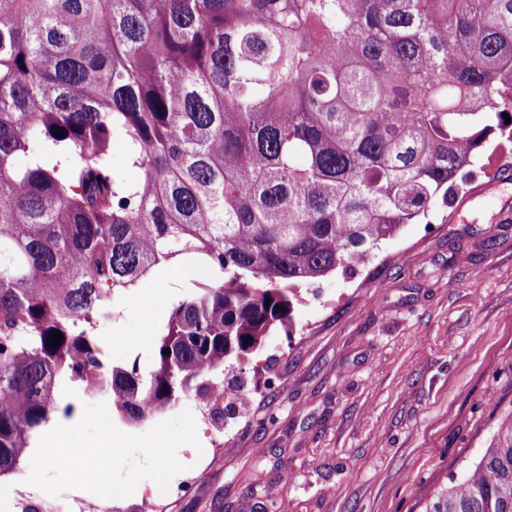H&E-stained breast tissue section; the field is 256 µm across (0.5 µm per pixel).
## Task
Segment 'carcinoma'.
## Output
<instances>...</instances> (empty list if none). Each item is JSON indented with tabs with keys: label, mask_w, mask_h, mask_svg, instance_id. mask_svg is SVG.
I'll return each instance as SVG.
<instances>
[{
	"label": "carcinoma",
	"mask_w": 512,
	"mask_h": 512,
	"mask_svg": "<svg viewBox=\"0 0 512 512\" xmlns=\"http://www.w3.org/2000/svg\"><path fill=\"white\" fill-rule=\"evenodd\" d=\"M509 112L512 0H0V476L73 416L64 381L138 423L292 332L297 289L450 209ZM176 263L211 279L152 370L110 367L115 300ZM425 512H512V417Z\"/></svg>",
	"instance_id": "1"
}]
</instances>
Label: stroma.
Listing matches in <instances>:
<instances>
[{
    "mask_svg": "<svg viewBox=\"0 0 512 512\" xmlns=\"http://www.w3.org/2000/svg\"><path fill=\"white\" fill-rule=\"evenodd\" d=\"M512 143L474 164L462 210L409 224L352 273L300 289L276 329L212 375L241 389L223 428L197 422L176 497L141 481L131 512H424L512 416ZM198 265H174L115 301L99 330L111 366L153 365L152 337Z\"/></svg>",
    "mask_w": 512,
    "mask_h": 512,
    "instance_id": "stroma-1",
    "label": "stroma"
}]
</instances>
